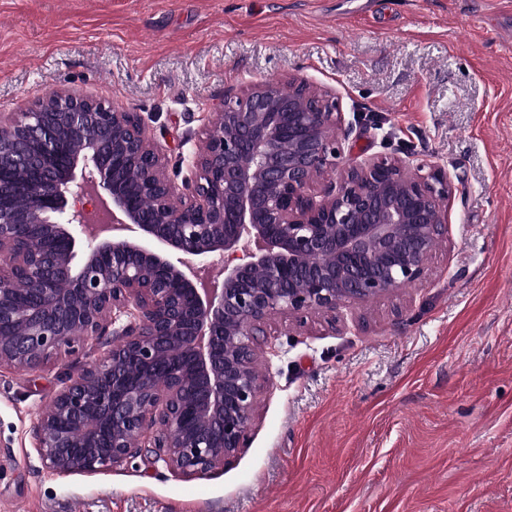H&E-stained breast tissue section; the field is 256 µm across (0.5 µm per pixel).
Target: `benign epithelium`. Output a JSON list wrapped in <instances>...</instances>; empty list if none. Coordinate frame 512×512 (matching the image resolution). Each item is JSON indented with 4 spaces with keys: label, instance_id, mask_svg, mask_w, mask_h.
<instances>
[{
    "label": "benign epithelium",
    "instance_id": "obj_1",
    "mask_svg": "<svg viewBox=\"0 0 512 512\" xmlns=\"http://www.w3.org/2000/svg\"><path fill=\"white\" fill-rule=\"evenodd\" d=\"M340 125L305 81L258 84L211 113L178 194L136 112L70 89L0 117V367L38 371L129 318L42 412L45 469L92 474L146 446L178 474L223 468L246 446L266 320L424 278L448 175L385 155L315 189Z\"/></svg>",
    "mask_w": 512,
    "mask_h": 512
}]
</instances>
